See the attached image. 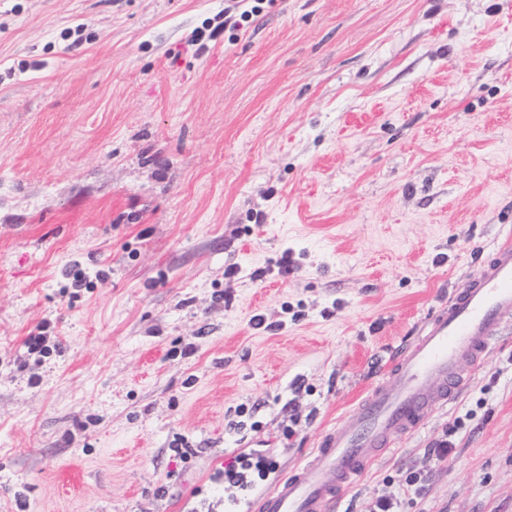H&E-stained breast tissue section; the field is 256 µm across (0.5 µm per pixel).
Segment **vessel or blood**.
Instances as JSON below:
<instances>
[{"label":"vessel or blood","instance_id":"1","mask_svg":"<svg viewBox=\"0 0 512 512\" xmlns=\"http://www.w3.org/2000/svg\"><path fill=\"white\" fill-rule=\"evenodd\" d=\"M512 324V234L481 274L456 289L386 362L385 376L344 422L328 429L306 462L228 505L227 512H332L370 465L412 436L436 404L463 389Z\"/></svg>","mask_w":512,"mask_h":512}]
</instances>
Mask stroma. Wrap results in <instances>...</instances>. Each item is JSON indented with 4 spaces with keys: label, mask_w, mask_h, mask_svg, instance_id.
<instances>
[{
    "label": "stroma",
    "mask_w": 512,
    "mask_h": 512,
    "mask_svg": "<svg viewBox=\"0 0 512 512\" xmlns=\"http://www.w3.org/2000/svg\"><path fill=\"white\" fill-rule=\"evenodd\" d=\"M230 5L0 0V512H204L238 454L287 472L512 232V0ZM412 471L401 512H512V328L338 512ZM238 6L233 9L241 8L239 15L233 14L230 8L224 10V28L229 30H239L244 24L254 21L262 12L263 0H237ZM253 3V4H251ZM45 322L38 327L36 333H31L23 343L25 364L33 359L34 363L41 364L44 358H48L54 351H60V341L57 336H47Z\"/></svg>",
    "instance_id": "obj_1"
}]
</instances>
